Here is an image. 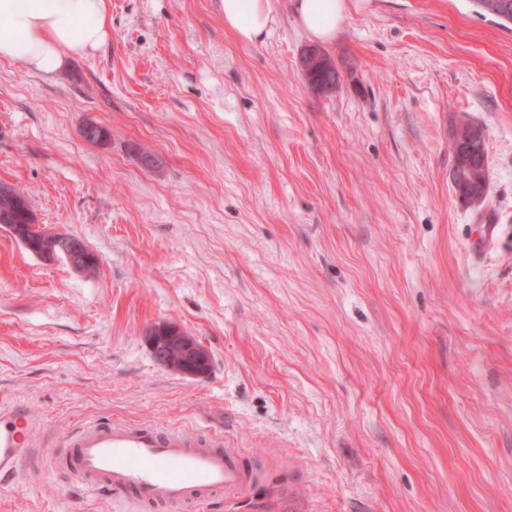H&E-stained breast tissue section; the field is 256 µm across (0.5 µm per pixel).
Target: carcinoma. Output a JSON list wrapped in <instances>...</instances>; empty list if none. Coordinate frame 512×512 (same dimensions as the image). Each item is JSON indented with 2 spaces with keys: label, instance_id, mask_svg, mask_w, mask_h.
<instances>
[{
  "label": "carcinoma",
  "instance_id": "obj_1",
  "mask_svg": "<svg viewBox=\"0 0 512 512\" xmlns=\"http://www.w3.org/2000/svg\"><path fill=\"white\" fill-rule=\"evenodd\" d=\"M509 2V11H501V4ZM476 13L482 17H491L500 24L512 23V0H473ZM310 89L321 95L333 93L329 86L336 80V70L326 71L322 67L314 65L304 72ZM482 125L470 119H462L452 132L453 164L460 167L461 178L454 182L457 197L465 205L472 204L476 199H484L487 194V146L486 140L478 138L469 144V150L463 152L459 147V134H466L472 129H480ZM0 214L6 216L10 223L26 228L24 238L29 240L35 255L47 249L48 241L41 235L28 231V228L36 223V217L31 205L21 193L12 191L0 194Z\"/></svg>",
  "mask_w": 512,
  "mask_h": 512
}]
</instances>
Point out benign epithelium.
<instances>
[{"label":"benign epithelium","instance_id":"7a95c632","mask_svg":"<svg viewBox=\"0 0 512 512\" xmlns=\"http://www.w3.org/2000/svg\"><path fill=\"white\" fill-rule=\"evenodd\" d=\"M44 238L55 239V247L44 251L42 260L54 262L59 256H65L74 269H79L81 261H98L97 255L86 246L73 251L66 243L67 237L57 233L41 231ZM146 343L157 362L173 371L191 377L208 373L211 357L199 340L177 325L168 322L152 326L145 336Z\"/></svg>","mask_w":512,"mask_h":512}]
</instances>
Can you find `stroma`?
I'll list each match as a JSON object with an SVG mask.
<instances>
[{
	"mask_svg": "<svg viewBox=\"0 0 512 512\" xmlns=\"http://www.w3.org/2000/svg\"><path fill=\"white\" fill-rule=\"evenodd\" d=\"M271 7L245 43L221 0H107V41L62 72L0 60V182L99 258L0 229V390L41 423L0 512H114L42 462L99 418L236 449L252 481L198 512H512V30L472 0H347L319 95ZM463 116L487 146L469 206ZM161 322L205 376L157 363ZM336 69L337 68H334L333 70L328 72L325 71L321 66L314 65L308 68L306 72L303 71V74L306 78V81L309 84L310 89L313 92H315L316 94L328 95L335 92L332 90V84L336 80ZM328 85L330 86V88L329 90H326V87ZM454 127L451 148L453 164L460 167L461 178L452 182L460 201L465 205H471L475 199L483 200L488 189L485 132L474 130L472 137L481 134L484 139L479 137L472 141L469 144V150L465 152H461L462 149L459 147V134H466L471 129H484V127L470 119H461ZM481 200L474 201L473 204H479ZM145 340L160 365L191 377L208 373L209 352L195 336L177 325L158 323L148 330Z\"/></svg>",
	"mask_w": 512,
	"mask_h": 512,
	"instance_id": "obj_1",
	"label": "stroma"
}]
</instances>
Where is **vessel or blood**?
Instances as JSON below:
<instances>
[{
	"label": "vessel or blood",
	"mask_w": 512,
	"mask_h": 512,
	"mask_svg": "<svg viewBox=\"0 0 512 512\" xmlns=\"http://www.w3.org/2000/svg\"><path fill=\"white\" fill-rule=\"evenodd\" d=\"M39 427L28 408L0 393V489L13 487ZM63 455L47 454V470L61 471L120 506L184 508L238 494L240 455L217 441L180 431L95 420L70 434Z\"/></svg>",
	"instance_id": "b4317fda"
}]
</instances>
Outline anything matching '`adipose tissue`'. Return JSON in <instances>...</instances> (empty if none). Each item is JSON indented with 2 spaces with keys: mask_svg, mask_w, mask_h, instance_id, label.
I'll return each instance as SVG.
<instances>
[{
  "mask_svg": "<svg viewBox=\"0 0 512 512\" xmlns=\"http://www.w3.org/2000/svg\"><path fill=\"white\" fill-rule=\"evenodd\" d=\"M224 25L244 42L266 31L271 0H222ZM305 32L330 40L346 10V0H296ZM106 0H0V60L52 76L66 60L85 57L109 37Z\"/></svg>",
  "mask_w": 512,
  "mask_h": 512,
  "instance_id": "adipose-tissue-1",
  "label": "adipose tissue"
}]
</instances>
